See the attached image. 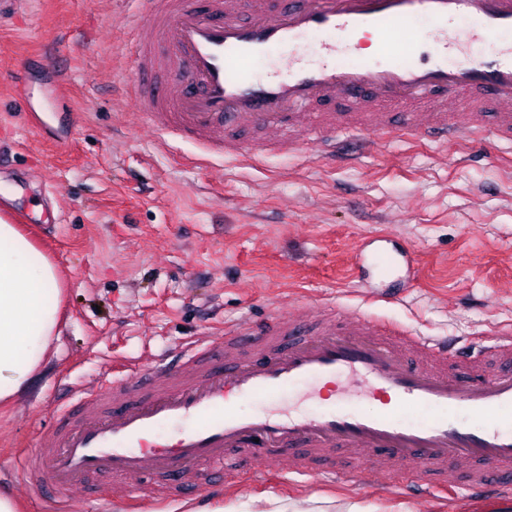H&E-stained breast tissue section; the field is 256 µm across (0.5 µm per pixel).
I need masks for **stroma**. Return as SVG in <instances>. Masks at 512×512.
I'll list each match as a JSON object with an SVG mask.
<instances>
[{"mask_svg": "<svg viewBox=\"0 0 512 512\" xmlns=\"http://www.w3.org/2000/svg\"><path fill=\"white\" fill-rule=\"evenodd\" d=\"M136 0H0V169L8 211L43 205L51 227L26 230L60 270L64 323L53 360L0 411V492L25 512H63L19 473L15 444L49 439L66 390L94 397L113 361L149 362L272 306L336 303L423 336L470 340L512 326V152L433 144L394 134L368 154L333 162L272 151L244 163L158 131L131 89ZM24 73L46 128L12 103ZM414 253L423 270L365 269L370 238ZM281 500L304 512H438L388 487L242 486L224 504Z\"/></svg>", "mask_w": 512, "mask_h": 512, "instance_id": "stroma-1", "label": "stroma"}]
</instances>
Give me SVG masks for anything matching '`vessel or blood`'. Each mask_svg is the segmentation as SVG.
I'll return each mask as SVG.
<instances>
[{"mask_svg": "<svg viewBox=\"0 0 512 512\" xmlns=\"http://www.w3.org/2000/svg\"><path fill=\"white\" fill-rule=\"evenodd\" d=\"M129 20L140 36L135 90L151 123L178 131L226 157L314 147L334 157L351 139L366 151L386 149L394 114L415 139L439 145L512 143V0H140ZM428 18L427 62L390 59V37ZM372 32L386 59L338 64L351 37ZM320 36L321 59L295 57L280 72L255 76L251 63L270 48ZM498 41L478 58L456 57L476 41ZM329 389L320 412L277 414L273 407L306 383ZM99 395L76 415L59 413L47 444L25 450L23 479L74 512V489L90 477H173L190 490L225 488L258 458L292 455L289 481L310 468L331 484L348 482L336 457L354 458L374 481L394 490L419 482L423 495L441 492L475 501H512V327L487 343L419 336L402 326L324 304L316 312L271 309L202 337L144 367L115 369L98 380ZM261 397L270 407L244 414L240 401ZM372 410L359 407V400ZM428 415L416 425L403 412ZM478 420L470 426L460 414ZM170 435H161V428ZM427 472L417 481L416 470ZM462 473L464 486L448 480ZM164 500L138 486L127 512H153Z\"/></svg>", "mask_w": 512, "mask_h": 512, "instance_id": "vessel-or-blood-1", "label": "vessel or blood"}]
</instances>
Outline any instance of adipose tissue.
<instances>
[{
    "mask_svg": "<svg viewBox=\"0 0 512 512\" xmlns=\"http://www.w3.org/2000/svg\"><path fill=\"white\" fill-rule=\"evenodd\" d=\"M60 295L55 264L18 225L0 218V408L50 359Z\"/></svg>",
    "mask_w": 512,
    "mask_h": 512,
    "instance_id": "ef3b65f1",
    "label": "adipose tissue"
}]
</instances>
